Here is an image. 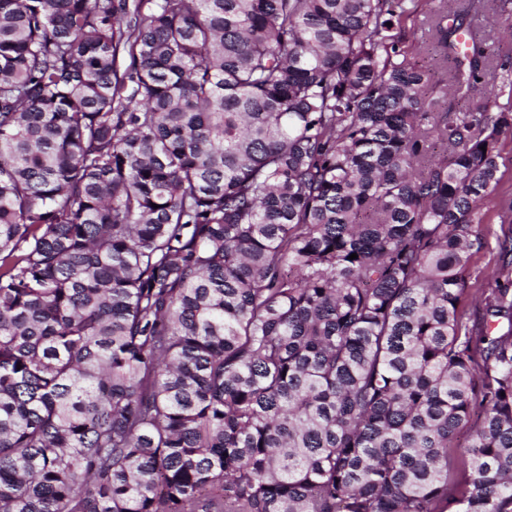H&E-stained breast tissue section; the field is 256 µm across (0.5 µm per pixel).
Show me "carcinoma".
<instances>
[{
  "label": "carcinoma",
  "instance_id": "carcinoma-1",
  "mask_svg": "<svg viewBox=\"0 0 512 512\" xmlns=\"http://www.w3.org/2000/svg\"><path fill=\"white\" fill-rule=\"evenodd\" d=\"M418 12L0 0V512H512V73ZM423 15L419 13L417 19L414 20V28L418 30L417 41L420 45L415 59L430 70L431 82L446 90L450 62L446 61L433 47L429 26L423 20ZM499 165L502 178L492 202L482 211V247L473 250L466 278L463 320L472 324L478 319L483 292L494 288V278L503 269L510 268L512 254V223L504 222L512 209V137L502 138L499 145ZM512 213V212H511ZM466 433L461 431L453 448H448V483L454 488L457 495H461L465 490V479L470 472L466 448H464Z\"/></svg>",
  "mask_w": 512,
  "mask_h": 512
}]
</instances>
